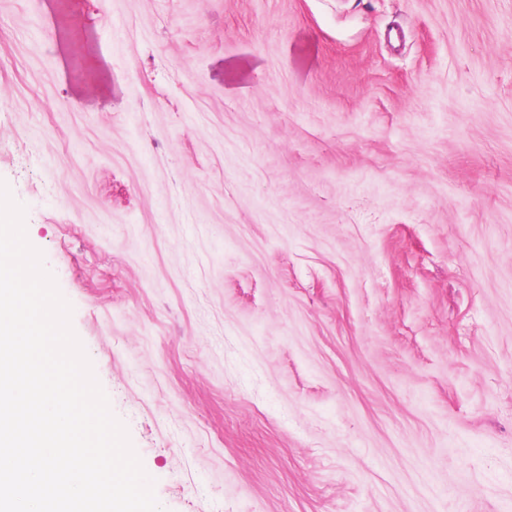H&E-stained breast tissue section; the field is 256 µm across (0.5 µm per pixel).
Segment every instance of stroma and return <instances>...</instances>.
<instances>
[{
    "label": "stroma",
    "instance_id": "stroma-1",
    "mask_svg": "<svg viewBox=\"0 0 512 512\" xmlns=\"http://www.w3.org/2000/svg\"><path fill=\"white\" fill-rule=\"evenodd\" d=\"M0 180L162 512H512V0H0Z\"/></svg>",
    "mask_w": 512,
    "mask_h": 512
}]
</instances>
